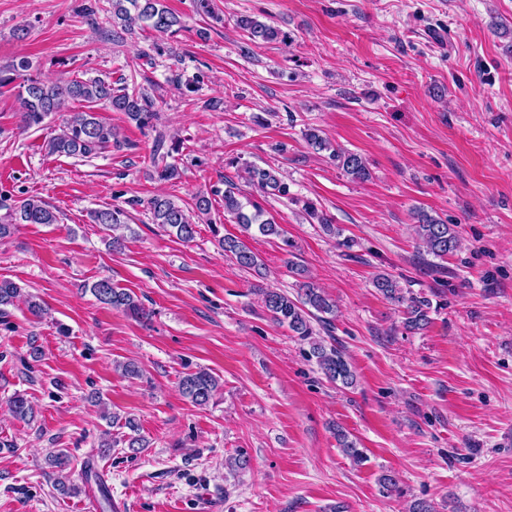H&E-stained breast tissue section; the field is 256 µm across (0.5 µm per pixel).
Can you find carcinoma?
<instances>
[{
	"mask_svg": "<svg viewBox=\"0 0 512 512\" xmlns=\"http://www.w3.org/2000/svg\"><path fill=\"white\" fill-rule=\"evenodd\" d=\"M112 13V39L121 38V33L131 30L137 22L146 25L159 34H175L184 28L181 17L171 12L164 0H108ZM242 29L254 45H261L280 40L285 42L288 35L270 23L251 16L237 19ZM29 64L21 60L0 70V89L5 88L17 79H22L16 95L19 103L22 123L31 128L40 125L45 117L54 112H69L60 132L49 138L46 143L50 155L73 158H91L112 147H121L122 142L112 126L99 119L95 109L108 108L114 112H123L136 123V126L154 128L157 119L153 99L143 91L129 89L121 81L110 82L100 78H74L64 82H45L28 76L25 71ZM78 103L81 109L72 112L70 105ZM163 138L157 139L156 158L153 162L151 178L159 181H172L180 178L178 166L167 162L170 153L162 152ZM332 156L339 162L343 172L356 181H365L370 173L364 159L352 152L334 150ZM245 173L250 182L264 192L272 191L284 197L288 196V185L279 177L273 168L247 167ZM152 223L160 225L164 230H172L183 240H191L195 236V224L187 211L174 199L167 196H154L148 202ZM254 212H244L245 204L239 198L236 185L224 180V213L234 217L243 229L248 231L256 227L264 236H281L283 231L279 225L269 219H262L263 210L251 204ZM92 223L102 225L111 232L109 247L118 250L124 247L126 236L122 230L129 228L126 212L119 208L100 209L91 212ZM418 224L415 232L425 248V252L436 258H444L458 247V232L451 224H446L426 212L417 214ZM58 217L44 202L33 197L23 199L9 207L8 212L0 217V239L14 234L20 224H56ZM224 253L230 255L241 268L262 275V264L248 245L235 237H224L219 240ZM288 267L297 277L296 296L276 289L262 290L263 304L273 321L288 330L297 338L309 345V357L316 359L317 366L323 375L332 382H341L345 387L356 383V375L346 360L344 353L337 346L324 343L313 322L323 327L331 326L332 317L336 314V302L320 286L309 281L305 270L293 262ZM374 287L387 300L403 308L406 329L421 331L429 323L428 310L430 302L424 297L415 295L410 289L401 287L388 274H379L374 279ZM92 295L103 305L119 310L137 319H146L150 311L132 292L120 288L112 280L103 277L90 286ZM22 301L28 311L40 317L45 307L40 300L25 291L19 284L10 279H0V314L5 307L13 306ZM219 388L218 379L206 369H199L181 377L179 389L183 397L192 403L203 406L210 402ZM10 409L16 419L29 422L34 418V407L24 391H16L9 398ZM102 419L112 426L124 427L129 433L124 435L122 442L125 447L145 448L147 441L140 434V428L134 419L124 417L117 412L103 409ZM336 443L343 453L356 465L366 459L357 443L349 439L344 430L336 429Z\"/></svg>",
	"mask_w": 512,
	"mask_h": 512,
	"instance_id": "obj_1",
	"label": "carcinoma"
}]
</instances>
